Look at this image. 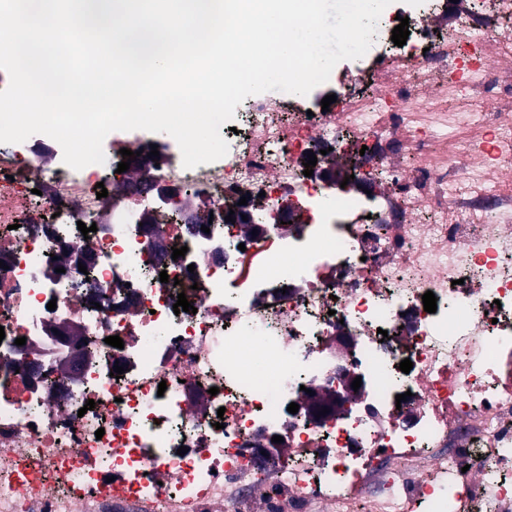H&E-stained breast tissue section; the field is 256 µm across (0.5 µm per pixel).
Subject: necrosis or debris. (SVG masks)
Returning a JSON list of instances; mask_svg holds the SVG:
<instances>
[{"label":"necrosis or debris","mask_w":512,"mask_h":512,"mask_svg":"<svg viewBox=\"0 0 512 512\" xmlns=\"http://www.w3.org/2000/svg\"><path fill=\"white\" fill-rule=\"evenodd\" d=\"M410 22L423 49L348 76L335 108L251 98L224 157L160 148L139 187L100 198L98 165L0 152V512H512V0ZM312 152L336 183L305 176ZM244 210L256 231L228 222ZM348 371L364 394L310 419L307 390Z\"/></svg>","instance_id":"obj_1"}]
</instances>
